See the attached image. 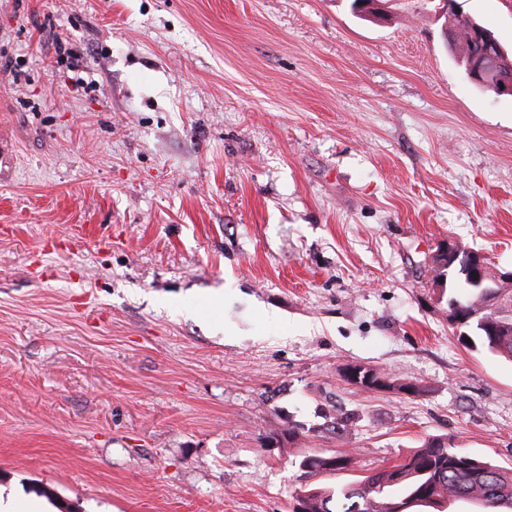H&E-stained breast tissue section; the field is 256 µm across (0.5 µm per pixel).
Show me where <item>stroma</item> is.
I'll use <instances>...</instances> for the list:
<instances>
[{
	"mask_svg": "<svg viewBox=\"0 0 512 512\" xmlns=\"http://www.w3.org/2000/svg\"><path fill=\"white\" fill-rule=\"evenodd\" d=\"M458 9L512 50V0ZM443 24L425 0H0V496L288 512L296 456L351 453L341 483L433 437L512 468V360L435 282L450 240L512 268V96ZM355 369H358L359 372L363 374L364 377L368 375L370 379L368 385L362 384L361 379L359 377V372L351 371L349 373V377L352 379L354 383H356V386H366L365 389L368 390L391 389L403 394H405L404 392L406 390H410L411 395H416L422 392V387L415 382L390 377L385 374H381L376 369L370 367L360 369V366L356 365Z\"/></svg>",
	"mask_w": 512,
	"mask_h": 512,
	"instance_id": "35a3bbf8",
	"label": "stroma"
}]
</instances>
